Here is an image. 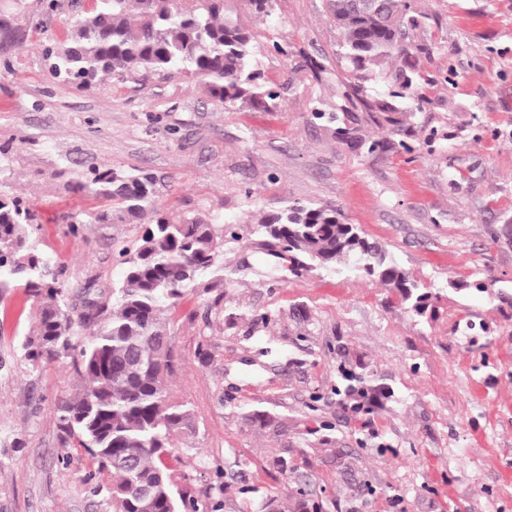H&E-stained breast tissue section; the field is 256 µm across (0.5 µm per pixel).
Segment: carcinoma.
Listing matches in <instances>:
<instances>
[{
    "instance_id": "1",
    "label": "carcinoma",
    "mask_w": 512,
    "mask_h": 512,
    "mask_svg": "<svg viewBox=\"0 0 512 512\" xmlns=\"http://www.w3.org/2000/svg\"><path fill=\"white\" fill-rule=\"evenodd\" d=\"M342 34L338 56L349 64L358 89L366 64L398 59L413 67L409 32L418 26L410 0H327ZM254 36L224 13V0H91L70 21L68 41L44 50L57 79L88 87L101 74L118 80L180 75L204 85L229 108L247 100L268 109L279 93L253 64ZM404 67L393 77L399 96L412 81ZM85 189L112 202L101 224L124 223L151 212L138 248L119 252L123 279L110 297L88 283L71 289L33 243L36 215L16 197L0 194V295L16 284L40 299L36 331L24 358L70 361L84 388L58 407L61 431L112 469V512H200L198 502L176 497L165 459L194 433L191 409L176 400L167 377L172 369L162 313L199 288L224 284V230L194 217L174 223L160 212L157 179L135 172L90 169ZM255 232L288 254L291 270L330 268L349 262L396 290L416 314L432 297L388 260L333 207L288 204ZM85 334L72 336L74 328ZM336 391L356 401L355 414L370 412L388 386L360 370L345 373ZM309 485L288 484V512H322Z\"/></svg>"
}]
</instances>
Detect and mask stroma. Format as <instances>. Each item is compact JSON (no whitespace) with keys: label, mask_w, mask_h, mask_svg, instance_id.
I'll return each instance as SVG.
<instances>
[{"label":"stroma","mask_w":512,"mask_h":512,"mask_svg":"<svg viewBox=\"0 0 512 512\" xmlns=\"http://www.w3.org/2000/svg\"><path fill=\"white\" fill-rule=\"evenodd\" d=\"M225 5L280 93L269 110L176 77L76 88L43 57L71 0H0V193L36 212L38 249L73 288L110 290L147 224L96 223L109 205L83 187L90 166L150 171L171 219L225 230L223 286L164 313L168 384L195 418L173 486L206 512L284 497L268 466L283 448L323 512H512V0H414L419 103L392 97L382 66L352 88L326 0ZM291 202L339 209L434 293L427 311L351 266L275 265L254 227ZM37 318L23 287L0 295V512H111V470L59 428L80 381L23 357ZM358 362L394 391L368 417L334 393Z\"/></svg>","instance_id":"stroma-1"}]
</instances>
